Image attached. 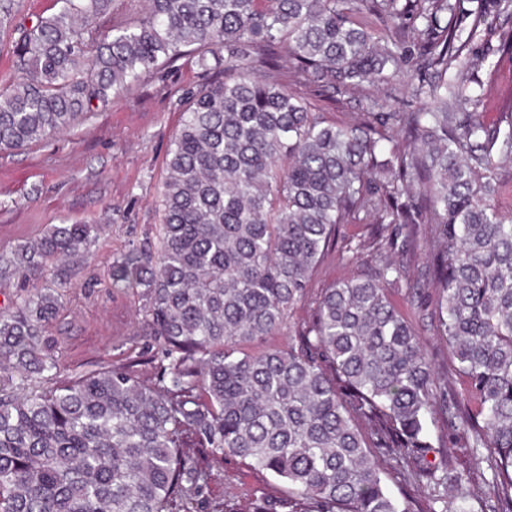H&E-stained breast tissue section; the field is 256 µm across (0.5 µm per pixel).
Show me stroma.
Here are the masks:
<instances>
[{"mask_svg": "<svg viewBox=\"0 0 512 512\" xmlns=\"http://www.w3.org/2000/svg\"><path fill=\"white\" fill-rule=\"evenodd\" d=\"M194 58L146 75L128 94L99 107L67 132L25 149L0 154V259L39 239L53 224H89L90 255L70 258L59 270L69 300L45 328L59 379L99 366L138 362L143 379H155L158 350L140 326L136 294L112 286V263L159 237L156 198L166 176V154L187 91L203 82ZM479 78L482 110L496 120L512 94V60L494 59ZM197 512H211L223 497L226 512L287 492L284 482L235 457L212 469Z\"/></svg>", "mask_w": 512, "mask_h": 512, "instance_id": "stroma-1", "label": "stroma"}]
</instances>
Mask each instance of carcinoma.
<instances>
[{
	"mask_svg": "<svg viewBox=\"0 0 512 512\" xmlns=\"http://www.w3.org/2000/svg\"><path fill=\"white\" fill-rule=\"evenodd\" d=\"M14 2L0 0L19 63L0 85V152L186 55L224 78L182 112L158 248L112 262L114 287L144 301L156 383L129 363L38 386L57 372L41 339L66 299L54 268L90 252L92 225L54 224L7 262L42 286L0 310V512H196L226 456L288 485L256 512H413L388 462L442 489L441 512H470L484 465L481 512H512V216L491 205L512 163V98L488 124L471 87L489 57H512V30L498 31L512 0H56L29 26ZM404 68L421 108L388 111L367 88ZM341 97L356 111L330 123L318 103ZM342 224L369 226L370 271L321 289L288 348L250 350L284 329ZM420 224L434 229L423 246ZM364 247L341 246L342 261ZM411 248L419 280L397 258ZM403 287L406 309L391 299ZM423 331L448 347L461 392ZM438 410L456 443L432 463ZM423 339L426 343L427 350L436 354V367L439 372V376L444 382L448 383V390L459 391L462 387V382L459 378L448 371V359L446 350L442 343L436 336H431L429 334L423 336Z\"/></svg>",
	"mask_w": 512,
	"mask_h": 512,
	"instance_id": "obj_1",
	"label": "carcinoma"
}]
</instances>
